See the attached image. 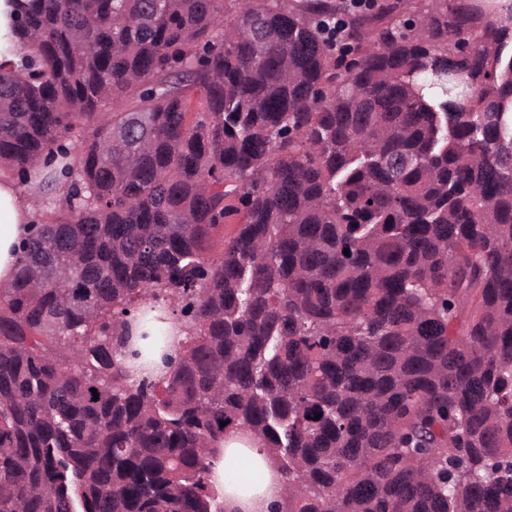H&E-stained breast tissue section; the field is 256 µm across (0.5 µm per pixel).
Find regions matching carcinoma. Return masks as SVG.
Here are the masks:
<instances>
[{
	"label": "carcinoma",
	"instance_id": "carcinoma-1",
	"mask_svg": "<svg viewBox=\"0 0 512 512\" xmlns=\"http://www.w3.org/2000/svg\"><path fill=\"white\" fill-rule=\"evenodd\" d=\"M7 4L0 170L53 166L0 288V512H224L230 431L277 512H512V18ZM147 300L189 333L137 381ZM262 447L255 436L240 433L212 444L216 451L210 457L209 482L220 492L225 512H272L281 503L283 478Z\"/></svg>",
	"mask_w": 512,
	"mask_h": 512
}]
</instances>
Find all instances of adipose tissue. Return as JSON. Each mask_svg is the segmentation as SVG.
Listing matches in <instances>:
<instances>
[{
  "instance_id": "obj_1",
  "label": "adipose tissue",
  "mask_w": 512,
  "mask_h": 512,
  "mask_svg": "<svg viewBox=\"0 0 512 512\" xmlns=\"http://www.w3.org/2000/svg\"><path fill=\"white\" fill-rule=\"evenodd\" d=\"M33 208L15 178L0 175V284L14 275L22 246L32 235ZM167 341L163 348L146 347L148 365L132 360L138 379L157 378L168 372L185 336L180 325L161 322ZM210 458L209 481L224 503L225 512H274L285 492L282 476L272 466L260 440L252 435L230 433L216 441Z\"/></svg>"
}]
</instances>
